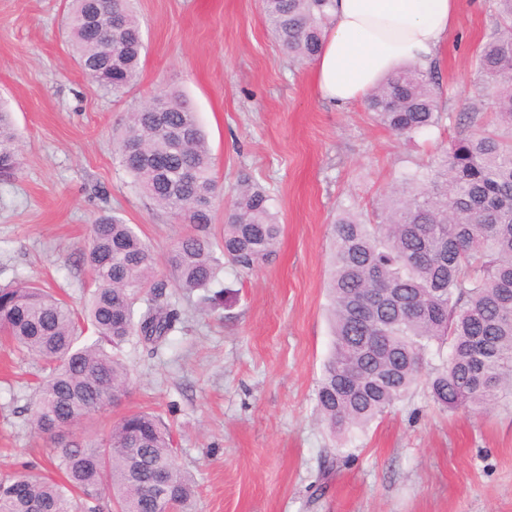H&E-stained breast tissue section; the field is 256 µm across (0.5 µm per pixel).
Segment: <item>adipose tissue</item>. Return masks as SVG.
<instances>
[{
	"instance_id": "1",
	"label": "adipose tissue",
	"mask_w": 512,
	"mask_h": 512,
	"mask_svg": "<svg viewBox=\"0 0 512 512\" xmlns=\"http://www.w3.org/2000/svg\"><path fill=\"white\" fill-rule=\"evenodd\" d=\"M314 65L320 96L337 104L364 99L405 66L428 68L458 21L459 0H333Z\"/></svg>"
}]
</instances>
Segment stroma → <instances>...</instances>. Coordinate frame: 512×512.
Segmentation results:
<instances>
[{"label": "stroma", "mask_w": 512, "mask_h": 512, "mask_svg": "<svg viewBox=\"0 0 512 512\" xmlns=\"http://www.w3.org/2000/svg\"><path fill=\"white\" fill-rule=\"evenodd\" d=\"M459 5L437 63L455 113L476 92L494 0ZM67 11V0H0V102L23 144L17 174L0 181V285L47 283L82 309L93 282L81 254L106 212L136 226L157 278L169 279L167 256L191 227L135 187L118 152L129 113L162 88L190 99L207 134L214 226L243 178L268 193L282 226L268 263L248 274L224 265L220 307L167 288L184 313L180 328L159 352L138 336L121 345L126 395L84 419L73 439L99 444L128 411L159 414L177 466L195 480L193 512H512L511 397L450 412L421 381L341 439L315 405L333 348L332 221L344 207L373 211L404 165H427L458 128L409 140L376 123L364 102L323 100L312 63L282 50L259 0H134L146 51L137 83L113 95L77 65ZM36 370L0 345V476H59L30 423Z\"/></svg>", "instance_id": "stroma-1"}]
</instances>
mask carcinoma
Here are the masks:
<instances>
[{"label": "carcinoma", "instance_id": "obj_1", "mask_svg": "<svg viewBox=\"0 0 512 512\" xmlns=\"http://www.w3.org/2000/svg\"><path fill=\"white\" fill-rule=\"evenodd\" d=\"M331 3L261 0L275 39L300 63L318 54ZM114 10L117 28L107 22ZM493 17L475 62L480 76L499 81L493 113L477 104L447 111L433 67H403L365 100L373 119L401 137L445 122L468 132L427 167L402 172L372 215L344 210L332 225L335 346L316 403L335 435L387 413L419 380L433 346L441 363L428 388L448 410L491 407L512 388V0H496ZM67 29L79 66L100 88L117 93L137 81L144 43L130 0H70ZM120 152L135 186L193 226L169 257L177 287H211L223 258L248 273L274 255L281 225L266 192L245 180L213 242V158L183 96L165 91L129 113ZM18 168V138L0 106V180ZM82 261L96 286L82 316L41 285L0 287V338L41 364L33 424L65 476L1 479L0 512H100L104 492L114 512H157L159 499L190 512L194 482L176 467L171 431L153 413H125L99 445L62 442L47 428L120 401L129 369L107 347L136 335L157 350L181 316L158 304L166 284L155 279L152 251L119 217L91 226Z\"/></svg>", "mask_w": 512, "mask_h": 512}]
</instances>
